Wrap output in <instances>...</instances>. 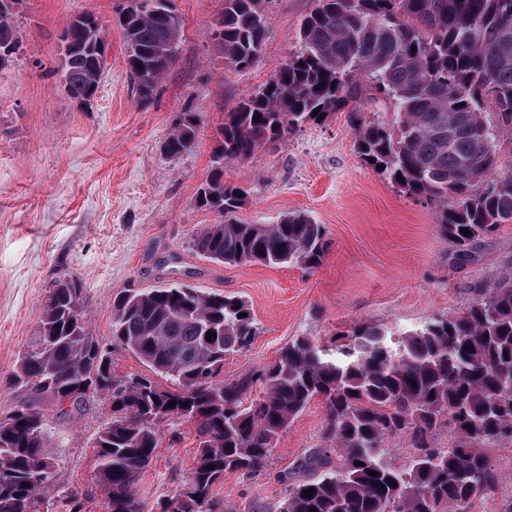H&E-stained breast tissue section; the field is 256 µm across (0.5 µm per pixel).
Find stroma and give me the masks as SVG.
<instances>
[{"label": "stroma", "mask_w": 512, "mask_h": 512, "mask_svg": "<svg viewBox=\"0 0 512 512\" xmlns=\"http://www.w3.org/2000/svg\"><path fill=\"white\" fill-rule=\"evenodd\" d=\"M176 4L185 32L181 55L146 104L126 74L122 36L112 25L116 0H24L15 15L19 51L0 71V414L25 399L10 380L36 344L44 300L64 273L80 283L93 334L106 344L113 299L132 284L179 281L246 299L257 334L249 348L227 356L220 377L228 381L273 363L299 336L330 348L364 321L406 329L461 310L482 281L512 272V224L459 261L440 234L434 205L407 197L360 161L342 112L224 166L225 180L247 193L240 222L275 224L302 211L323 224V265L308 273L199 256L191 240L215 217L194 198L211 171L224 114L284 65L314 0H270L269 39L246 70L226 66L210 41L224 0ZM77 12L107 24L110 43L108 66L87 104L69 100L56 74L63 29ZM182 112L199 113L202 123L193 148L172 158L163 145ZM44 412L56 487L39 512H106L93 441L112 418L110 401L98 398L71 418L58 417L49 404ZM324 417V405L312 403L281 434L263 471L225 473L213 488L223 512H260L280 502L282 475L321 446ZM198 446L193 425H162L155 457L136 485L146 507L172 494ZM487 453L501 482L474 512H499L512 497V443Z\"/></svg>", "instance_id": "1"}]
</instances>
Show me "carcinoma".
Segmentation results:
<instances>
[{
	"instance_id": "obj_1",
	"label": "carcinoma",
	"mask_w": 512,
	"mask_h": 512,
	"mask_svg": "<svg viewBox=\"0 0 512 512\" xmlns=\"http://www.w3.org/2000/svg\"><path fill=\"white\" fill-rule=\"evenodd\" d=\"M21 2L0 0V71L17 50ZM133 2L115 9L116 23L127 74L146 101L180 56L175 25L182 19L176 0ZM265 3L224 0L210 38L225 65L243 70L260 59L269 38ZM296 38L299 47L276 74L224 114L212 172L195 197L216 217L194 235L200 256L305 271L322 265L329 242L310 216L238 223L233 213L245 194L224 181V163L344 109L360 159L407 197L435 204L457 257L468 259L512 224V168L497 171L498 134L512 132V0H316ZM106 39L94 15L69 19L58 68L68 99L95 96ZM381 102L394 109L390 123L365 117ZM200 123L196 112L177 115L164 151H189ZM209 331L216 337L208 341ZM255 335L243 298L182 282L126 288L112 303V347L135 354L174 389L145 377L118 379L111 347L100 345L86 320L82 289L61 275L44 301L39 339L11 379L33 401L0 415V512H37L55 489L40 402L67 417L105 394L112 420L93 448L107 512H218L212 490L224 473L262 471L279 436L315 399L326 408L324 445L298 464L307 476L282 478L277 512H472L474 500L499 484L486 449L512 441V396L502 394L512 387L511 275L479 286L467 308L421 326L362 322L332 352L301 337L260 372L216 380L224 358ZM256 384L259 395L247 399ZM170 420L195 427L199 451L174 495L148 509L136 484ZM443 429L448 447L437 448ZM405 436L415 454L400 465L386 443ZM309 488L314 494L306 497Z\"/></svg>"
}]
</instances>
